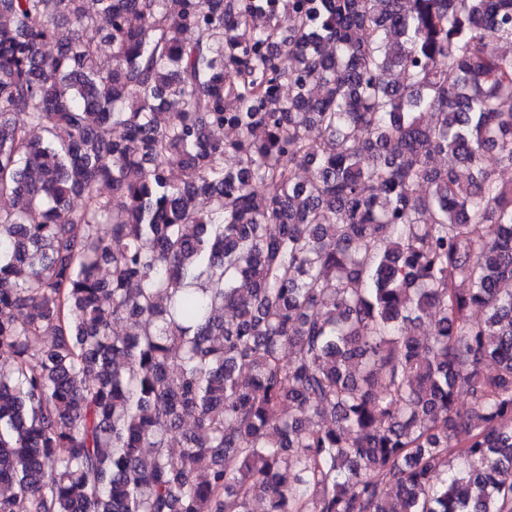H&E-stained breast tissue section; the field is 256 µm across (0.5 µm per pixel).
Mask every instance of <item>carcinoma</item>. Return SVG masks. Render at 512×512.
Wrapping results in <instances>:
<instances>
[{
  "label": "carcinoma",
  "instance_id": "carcinoma-1",
  "mask_svg": "<svg viewBox=\"0 0 512 512\" xmlns=\"http://www.w3.org/2000/svg\"><path fill=\"white\" fill-rule=\"evenodd\" d=\"M94 5L0 0V512H512V0Z\"/></svg>",
  "mask_w": 512,
  "mask_h": 512
}]
</instances>
